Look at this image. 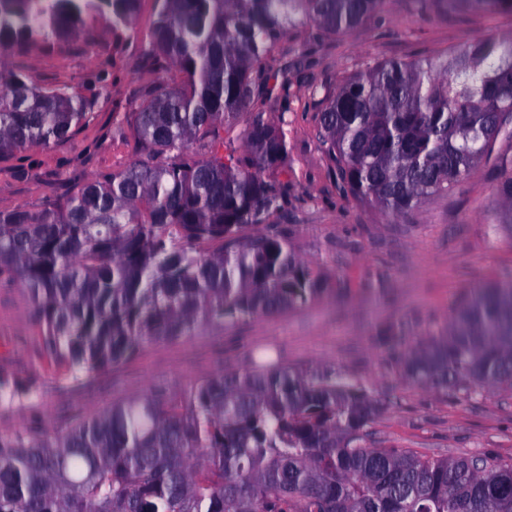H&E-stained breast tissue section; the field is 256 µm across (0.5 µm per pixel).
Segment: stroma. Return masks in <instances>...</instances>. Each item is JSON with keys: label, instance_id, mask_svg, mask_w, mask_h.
Returning a JSON list of instances; mask_svg holds the SVG:
<instances>
[{"label": "stroma", "instance_id": "35a3bbf8", "mask_svg": "<svg viewBox=\"0 0 512 512\" xmlns=\"http://www.w3.org/2000/svg\"><path fill=\"white\" fill-rule=\"evenodd\" d=\"M512 33V14L460 9L417 11L413 0H389L382 20L352 33L325 35L307 50L293 30L272 51L302 60L288 114V162L293 172L288 205L271 223L286 228L296 254L318 264L328 291L306 308L259 315L223 328L148 345L136 356L93 377L61 382L29 323L23 289L0 284V373L35 382L34 397L0 407V427L62 431L78 416H96L113 402L158 387L181 392L203 377L249 366L268 352L288 369L322 364L358 381L385 410L371 423L367 444L399 448L425 458L491 457L512 462V395L484 392L469 399L405 380L381 335L408 322L413 342L429 317L451 313L472 289L512 282V237L493 234L498 211L491 163L447 195L427 199L392 217L341 194L334 164L318 135L314 93L372 60L441 57L484 36ZM137 43L113 58L112 41L75 44L68 52L12 57L40 84H65L94 103V119L70 141L34 147L25 162H0V210L38 208L44 197L134 159L132 143L107 134L113 99L138 101L151 76L136 69ZM111 97L98 96L101 78Z\"/></svg>", "mask_w": 512, "mask_h": 512}]
</instances>
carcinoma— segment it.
Here are the masks:
<instances>
[{
    "label": "carcinoma",
    "instance_id": "1",
    "mask_svg": "<svg viewBox=\"0 0 512 512\" xmlns=\"http://www.w3.org/2000/svg\"><path fill=\"white\" fill-rule=\"evenodd\" d=\"M0 0V54L52 53L112 32L140 40L153 82L112 100V138L135 159L40 208L0 211V282L21 287L61 381L89 378L202 325L303 309L319 267L268 223L288 199L295 63L269 62L303 28L349 32L387 0ZM508 11L512 0H413ZM336 187L392 216L446 193L512 138V35L441 58L377 62L314 101ZM278 108L275 121L265 106ZM253 118L232 147V119ZM93 119L67 85L0 66V160L75 137ZM493 230L512 232V158H499ZM264 230L249 234V227ZM420 386L465 398L512 389V284L480 288L404 352ZM0 373V406L33 397ZM383 403L336 368L256 364L181 393H137L64 432L0 431V512H512V464L365 446Z\"/></svg>",
    "mask_w": 512,
    "mask_h": 512
}]
</instances>
